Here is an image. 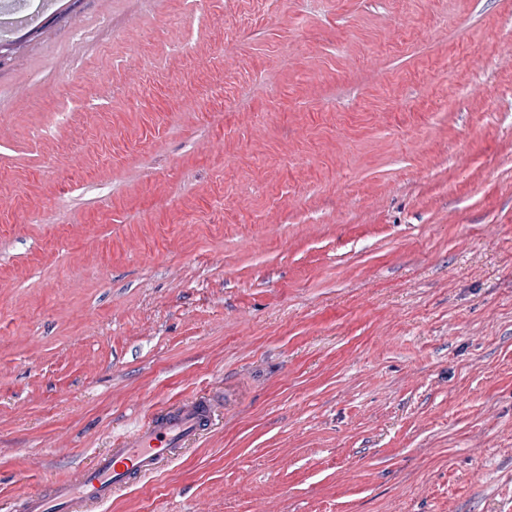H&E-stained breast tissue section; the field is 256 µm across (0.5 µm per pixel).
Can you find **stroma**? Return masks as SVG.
Listing matches in <instances>:
<instances>
[{
    "mask_svg": "<svg viewBox=\"0 0 512 512\" xmlns=\"http://www.w3.org/2000/svg\"><path fill=\"white\" fill-rule=\"evenodd\" d=\"M0 59V512L199 393L105 512H512V0H56Z\"/></svg>",
    "mask_w": 512,
    "mask_h": 512,
    "instance_id": "stroma-1",
    "label": "stroma"
}]
</instances>
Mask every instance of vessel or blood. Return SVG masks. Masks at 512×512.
I'll list each match as a JSON object with an SVG mask.
<instances>
[{"instance_id": "b4317fda", "label": "vessel or blood", "mask_w": 512, "mask_h": 512, "mask_svg": "<svg viewBox=\"0 0 512 512\" xmlns=\"http://www.w3.org/2000/svg\"><path fill=\"white\" fill-rule=\"evenodd\" d=\"M216 405L197 398L148 415L128 436L74 478L56 481L47 492L22 493L20 512H100L116 487L145 478L171 461L211 423Z\"/></svg>"}]
</instances>
